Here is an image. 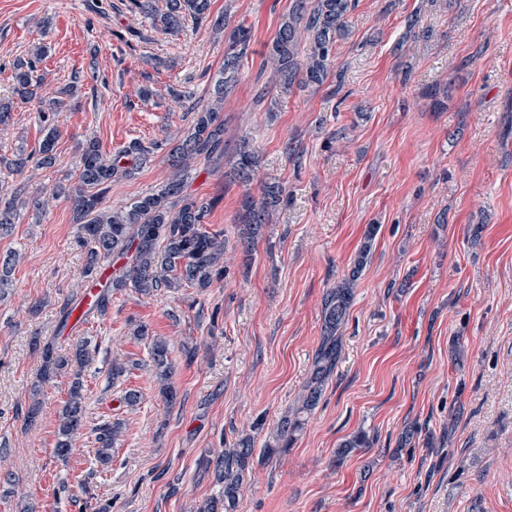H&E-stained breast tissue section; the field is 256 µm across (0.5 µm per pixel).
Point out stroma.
<instances>
[{
    "label": "stroma",
    "instance_id": "obj_1",
    "mask_svg": "<svg viewBox=\"0 0 512 512\" xmlns=\"http://www.w3.org/2000/svg\"><path fill=\"white\" fill-rule=\"evenodd\" d=\"M293 4L211 0L212 16L251 31L224 101V157L187 183L213 203L205 227L223 235V276L152 298L113 292L107 313L72 337L58 334L59 311L87 284L88 249L53 187L78 184L86 139L109 158L132 141L181 138L191 117L169 90L207 102L224 39L206 23L164 31L128 0H0V98L12 99L13 62L42 46L43 92L61 99L58 165L0 173L30 200L0 237V255H18L0 300V470L14 477L0 484V512L25 503L195 512L218 495L206 460L246 437L262 448L294 403L320 343L324 295L348 277L370 224L379 231L336 372L288 452L253 460L236 512H512V0H357L330 75L306 89L272 83L261 68ZM414 13L421 36L407 41ZM142 86L150 98L138 97ZM39 110L15 102L0 156L37 147ZM245 136L260 160L247 186L229 174ZM164 157L155 151L132 177L113 179L103 207L159 190ZM268 185L284 187V200L248 253L242 197ZM139 324L149 338L134 337ZM35 336L96 349L82 375L86 427L65 463L53 447L72 376L40 382ZM153 336L169 342L170 403L149 372ZM116 358L127 364L119 377ZM129 389L142 394L133 408L121 401ZM34 394L42 410L30 425ZM105 421L123 427L106 469L95 457ZM361 430L370 447L337 460Z\"/></svg>",
    "mask_w": 512,
    "mask_h": 512
}]
</instances>
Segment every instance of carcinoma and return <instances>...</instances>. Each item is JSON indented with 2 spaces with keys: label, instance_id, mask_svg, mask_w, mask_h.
<instances>
[{
  "label": "carcinoma",
  "instance_id": "cac0c4a2",
  "mask_svg": "<svg viewBox=\"0 0 512 512\" xmlns=\"http://www.w3.org/2000/svg\"><path fill=\"white\" fill-rule=\"evenodd\" d=\"M356 0H295L288 20L282 22L269 46L266 62L271 64L272 77L285 84L302 88L320 86L328 76L332 49L336 39L347 32L350 14ZM211 0H168L167 11L159 17L160 23L170 29H179L186 19L197 23L209 22L217 34H224V69L215 80L209 101L193 100L181 91L172 92L175 102L192 115L187 134L167 154L171 177L155 193L134 202L110 209L102 207L105 185L117 175L131 176L149 160L150 153L138 143H131L110 161H105L99 145L90 140L82 145L79 183L75 187L60 186L53 195H64L71 203L75 223L93 243L88 252L85 277L101 270L103 263L112 264V276L101 285L94 311L107 312L112 291L132 286L142 296L152 297L165 288L174 291L193 285L201 289L211 283L214 268L224 259V240L219 234L207 231L203 224L212 203L187 193V180L201 164L216 162L224 156V100L233 92L244 59L250 53V30L238 25L228 28L225 19L210 18ZM43 50L35 58L19 59L14 63V93L23 101L39 96L43 79L37 75V63ZM52 109L42 112L44 138L36 155L19 152L5 160V165L17 172L31 160L41 168H53L58 156L55 149L57 128ZM258 167V156L248 140L243 139L234 156V171L241 182L248 184ZM283 202V191L269 187L265 198L256 202L245 194L241 202L239 222L246 225L244 244L251 249L261 230L273 223L276 207ZM26 205L21 189L11 193L0 184V235L8 234L18 216V208ZM378 226L368 227L365 241L359 250L351 274L338 286L327 291L322 306V336L312 360L308 376L298 400L270 431L262 456L271 457L288 452L307 417L318 405L329 378L341 357L339 333L343 328L353 301V285L362 272L371 250V242ZM16 256L0 259V294L12 286ZM134 336L150 338L152 375L159 392L172 396L169 379L173 366L165 339L151 337L148 328L139 325ZM32 349L40 355V381L47 382L67 368L75 369L69 400L58 414L54 456L66 462L74 453L84 430L82 369L93 360L87 342L81 341L70 351L63 352L52 341L35 336ZM96 458L100 465L112 462V447L122 436L119 421L96 427ZM370 441L363 431L345 440L338 456H346L354 448H368ZM255 448L248 438L224 449L215 459L214 475L222 491L216 498L207 499L199 512H232L244 486L252 475L251 462Z\"/></svg>",
  "mask_w": 512,
  "mask_h": 512
}]
</instances>
